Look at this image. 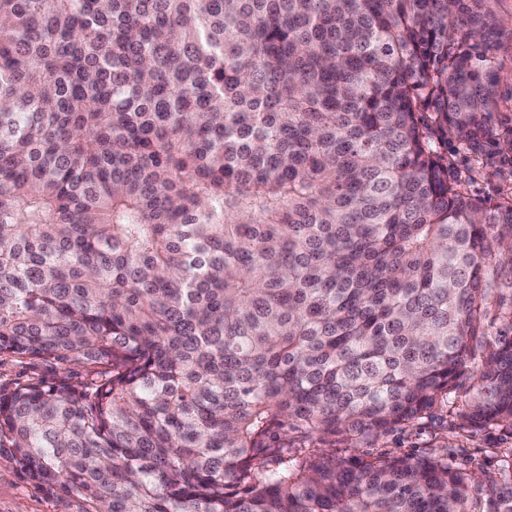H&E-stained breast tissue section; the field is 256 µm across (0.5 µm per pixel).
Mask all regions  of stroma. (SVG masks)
<instances>
[{
    "label": "stroma",
    "instance_id": "obj_1",
    "mask_svg": "<svg viewBox=\"0 0 512 512\" xmlns=\"http://www.w3.org/2000/svg\"><path fill=\"white\" fill-rule=\"evenodd\" d=\"M489 22L487 41L491 50L487 64L496 71L499 81L494 88L492 124L498 136H506L511 126L505 115H512V0H486ZM441 152L448 159V177L458 182L471 197L495 201L512 193V152L488 146L487 165H478L474 156L456 140L442 143ZM73 382H86L95 375L91 365L65 367L54 360L32 361L14 356H0V384L14 385L33 377L54 380L61 376ZM352 446L356 454L368 457L380 453L424 455L439 451L459 466L474 471L480 482L500 479V458L496 451L512 448V432L486 428L479 431L459 429L455 411L443 406L417 427L396 428L378 438L357 439ZM76 502L63 495L39 489L19 473L8 454L0 455V512H75Z\"/></svg>",
    "mask_w": 512,
    "mask_h": 512
}]
</instances>
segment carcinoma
<instances>
[{
    "mask_svg": "<svg viewBox=\"0 0 512 512\" xmlns=\"http://www.w3.org/2000/svg\"><path fill=\"white\" fill-rule=\"evenodd\" d=\"M483 0H0V452L77 512H512L446 455L291 447L455 404L512 430V196ZM429 119H424V114ZM441 154L448 158V178L458 182L471 197L496 201L512 192V152L500 151L493 143L487 147V165H478L475 157L459 142L448 137L442 142ZM66 368V369H63ZM100 368L88 364L63 365L52 359L33 362L29 359H19L15 356H0V384L14 385L27 382L32 377H42L54 380L61 376L70 377L73 382H86L95 376Z\"/></svg>",
    "mask_w": 512,
    "mask_h": 512,
    "instance_id": "cac0c4a2",
    "label": "carcinoma"
}]
</instances>
